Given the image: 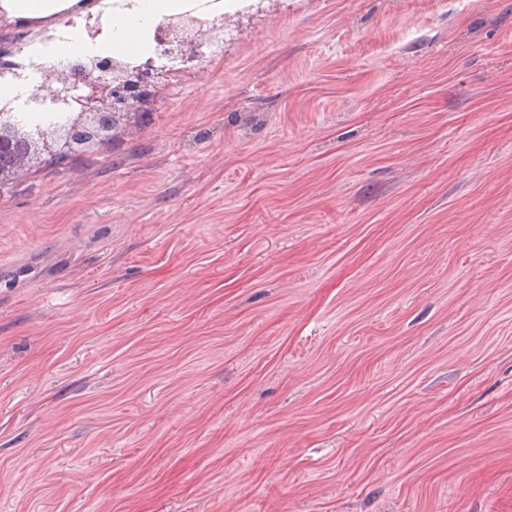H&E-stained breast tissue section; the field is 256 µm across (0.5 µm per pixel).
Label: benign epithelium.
<instances>
[{
  "label": "benign epithelium",
  "mask_w": 512,
  "mask_h": 512,
  "mask_svg": "<svg viewBox=\"0 0 512 512\" xmlns=\"http://www.w3.org/2000/svg\"><path fill=\"white\" fill-rule=\"evenodd\" d=\"M224 22L198 16L171 18L154 31L155 56L143 62L96 56L77 59L60 72L42 71L44 81L24 101L27 111L53 114V132L39 124L21 127L10 104H0V185L31 164L59 165L91 145H107L133 116H142L167 78L195 67L202 48ZM21 35L0 41V78L17 75L13 60Z\"/></svg>",
  "instance_id": "7a95c632"
}]
</instances>
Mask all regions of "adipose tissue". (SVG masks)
Returning a JSON list of instances; mask_svg holds the SVG:
<instances>
[{"label": "adipose tissue", "mask_w": 512, "mask_h": 512, "mask_svg": "<svg viewBox=\"0 0 512 512\" xmlns=\"http://www.w3.org/2000/svg\"><path fill=\"white\" fill-rule=\"evenodd\" d=\"M244 0H0V32H24L28 40L18 55V76L0 79V103L21 104L33 88L35 65L48 57H148L155 27L168 18L193 14L222 17ZM99 26L95 37L73 35V27Z\"/></svg>", "instance_id": "obj_1"}]
</instances>
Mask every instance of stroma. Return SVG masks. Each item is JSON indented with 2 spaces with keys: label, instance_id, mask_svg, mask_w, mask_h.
I'll list each match as a JSON object with an SVG mask.
<instances>
[{
  "label": "stroma",
  "instance_id": "35a3bbf8",
  "mask_svg": "<svg viewBox=\"0 0 512 512\" xmlns=\"http://www.w3.org/2000/svg\"><path fill=\"white\" fill-rule=\"evenodd\" d=\"M0 264V512H512V0L233 17Z\"/></svg>",
  "mask_w": 512,
  "mask_h": 512
}]
</instances>
